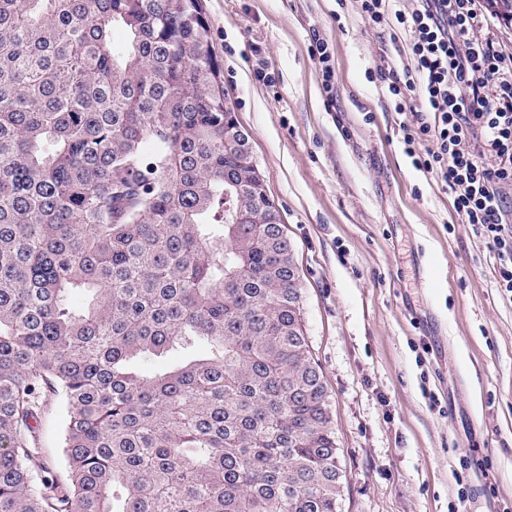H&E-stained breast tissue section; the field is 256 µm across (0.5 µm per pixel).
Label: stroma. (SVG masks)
Wrapping results in <instances>:
<instances>
[{
    "label": "stroma",
    "instance_id": "stroma-1",
    "mask_svg": "<svg viewBox=\"0 0 512 512\" xmlns=\"http://www.w3.org/2000/svg\"><path fill=\"white\" fill-rule=\"evenodd\" d=\"M205 7L298 267L347 474L340 512H512V294L484 237L413 167L402 117L369 77L401 44L357 0ZM314 29L333 52L331 102ZM42 416L45 459L65 476L66 411L53 401Z\"/></svg>",
    "mask_w": 512,
    "mask_h": 512
}]
</instances>
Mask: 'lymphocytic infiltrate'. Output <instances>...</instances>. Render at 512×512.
Masks as SVG:
<instances>
[{"mask_svg":"<svg viewBox=\"0 0 512 512\" xmlns=\"http://www.w3.org/2000/svg\"><path fill=\"white\" fill-rule=\"evenodd\" d=\"M362 15L405 40L400 67L376 66L413 166L447 188L463 223L484 231L497 283L512 293V53L481 0H359Z\"/></svg>","mask_w":512,"mask_h":512,"instance_id":"obj_1","label":"lymphocytic infiltrate"}]
</instances>
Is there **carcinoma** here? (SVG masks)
<instances>
[{
  "label": "carcinoma",
  "instance_id": "1",
  "mask_svg": "<svg viewBox=\"0 0 512 512\" xmlns=\"http://www.w3.org/2000/svg\"><path fill=\"white\" fill-rule=\"evenodd\" d=\"M208 32L204 0H0V512H338L297 266ZM45 459L54 475L62 478L66 474L65 459L61 448V433L66 411L58 401H50L42 412Z\"/></svg>",
  "mask_w": 512,
  "mask_h": 512
}]
</instances>
